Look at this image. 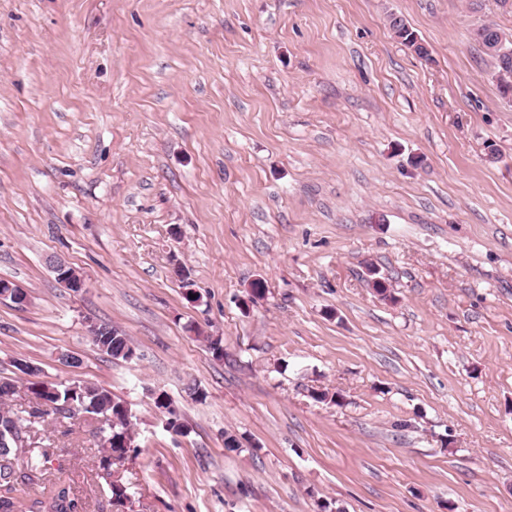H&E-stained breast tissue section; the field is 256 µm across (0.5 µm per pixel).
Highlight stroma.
I'll list each match as a JSON object with an SVG mask.
<instances>
[{
	"label": "stroma",
	"instance_id": "35a3bbf8",
	"mask_svg": "<svg viewBox=\"0 0 512 512\" xmlns=\"http://www.w3.org/2000/svg\"><path fill=\"white\" fill-rule=\"evenodd\" d=\"M485 24L512 35V0H0V279L28 293L0 298V378L19 411L35 378L102 386L138 445L118 506L95 421L41 426L19 512L57 482L86 512H512V103ZM390 26L394 34L400 38L405 45L412 48L416 55L425 60L430 59L426 46L418 39L415 32L411 31L406 26L402 19L391 17ZM500 35L502 34L493 26L487 27V25H484L481 28L477 29L476 31L477 40L482 46V49L484 48V54L490 58L494 68L495 75L497 76L499 82L503 77L512 78V57L510 59H504L499 55H493L489 53L487 48L488 40L490 38L497 40ZM49 267L55 274V279L62 287L73 293H78L85 287L83 276L73 267L61 260H49ZM104 326L105 336H100L99 343H95L99 351L112 358L127 359L132 348L130 339L125 334Z\"/></svg>",
	"mask_w": 512,
	"mask_h": 512
}]
</instances>
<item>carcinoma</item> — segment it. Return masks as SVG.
<instances>
[{"label":"carcinoma","mask_w":512,"mask_h":512,"mask_svg":"<svg viewBox=\"0 0 512 512\" xmlns=\"http://www.w3.org/2000/svg\"><path fill=\"white\" fill-rule=\"evenodd\" d=\"M390 26L394 34L419 57L428 59L426 46L418 39L402 19L393 17ZM495 75L512 78V58L504 59L498 55L488 54ZM99 351L112 358L126 359L131 351V341L123 333L105 327V335L97 343ZM51 390H46V387ZM33 383L30 388L41 400V407L31 411L10 413L0 411V435L4 443L0 445V512H17V501L13 496L16 486L23 482L33 483L42 479L45 473L43 451L35 446V425L45 421L53 414L57 418L69 419L76 411L63 408L72 402L80 407L86 415H97L104 410L112 415V421L98 428L102 453L97 461V476L103 480L106 492L113 499L127 496V487L120 481L112 480L113 454L125 452L123 442L134 444L131 415L125 403L114 398L112 393L94 383L74 381L69 384ZM79 499L67 487L57 488L48 500H34L30 512H77Z\"/></svg>","instance_id":"obj_1"}]
</instances>
